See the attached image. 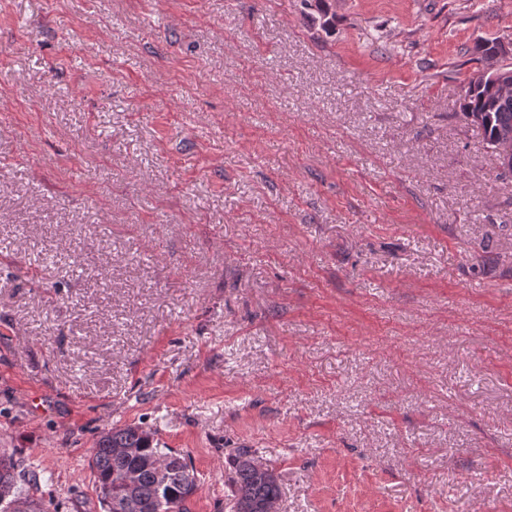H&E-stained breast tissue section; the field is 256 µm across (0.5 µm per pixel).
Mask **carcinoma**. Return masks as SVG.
I'll list each match as a JSON object with an SVG mask.
<instances>
[{
    "mask_svg": "<svg viewBox=\"0 0 512 512\" xmlns=\"http://www.w3.org/2000/svg\"><path fill=\"white\" fill-rule=\"evenodd\" d=\"M471 78L464 91L462 115L482 131L485 143L496 149L500 135L512 133V97L489 102L473 88ZM251 451L242 449L232 461L229 483L232 512H264L278 501L280 485L274 473L260 475ZM89 467L94 474L106 512H185L184 503L196 490L197 477L187 458L173 450L161 451L150 431L139 425L112 428L102 433ZM133 476L132 485H126ZM36 482L26 475L13 456L0 455V512H16L13 505L26 503L31 512H48L44 500L20 487Z\"/></svg>",
    "mask_w": 512,
    "mask_h": 512,
    "instance_id": "1",
    "label": "carcinoma"
}]
</instances>
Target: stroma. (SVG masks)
Wrapping results in <instances>:
<instances>
[{"mask_svg": "<svg viewBox=\"0 0 512 512\" xmlns=\"http://www.w3.org/2000/svg\"><path fill=\"white\" fill-rule=\"evenodd\" d=\"M512 0H0V453L56 512L136 424L230 512H512ZM53 265H44L45 256ZM491 49L481 51L480 61L483 62V67L469 80L465 88L462 115L471 125L482 131L485 143L496 152V143L500 135L506 131L512 134V97L510 96L512 80L502 76L489 84L490 93L495 97L510 96L505 99L499 98L492 103L485 99L484 91L478 88L473 89V85L477 76L484 70L495 68L505 73H512V70L496 68L494 61L497 55L492 53ZM254 460L251 451L242 449L232 461L229 483L234 512H265L264 506L280 497V485L273 471L267 468L268 475L258 474Z\"/></svg>", "mask_w": 512, "mask_h": 512, "instance_id": "1", "label": "stroma"}]
</instances>
